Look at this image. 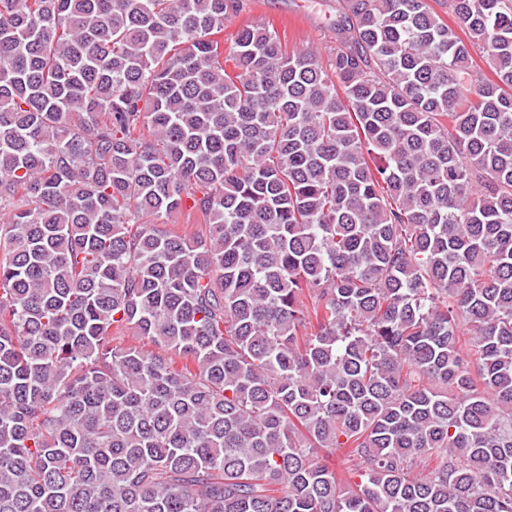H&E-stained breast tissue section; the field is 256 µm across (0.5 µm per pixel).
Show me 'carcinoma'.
I'll return each instance as SVG.
<instances>
[{"instance_id": "cac0c4a2", "label": "carcinoma", "mask_w": 512, "mask_h": 512, "mask_svg": "<svg viewBox=\"0 0 512 512\" xmlns=\"http://www.w3.org/2000/svg\"><path fill=\"white\" fill-rule=\"evenodd\" d=\"M243 9L0 0V512H512V0ZM245 10L236 18L224 22V51H228L237 29L250 22L272 24L280 33L285 34L288 47L313 45L320 47L325 43L328 32L324 28L327 6H312L309 0H245Z\"/></svg>"}]
</instances>
